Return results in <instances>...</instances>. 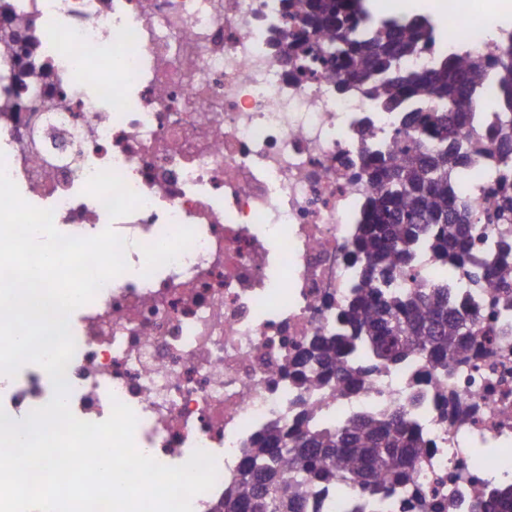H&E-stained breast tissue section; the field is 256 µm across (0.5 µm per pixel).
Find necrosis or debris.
<instances>
[{
	"label": "necrosis or debris",
	"mask_w": 512,
	"mask_h": 512,
	"mask_svg": "<svg viewBox=\"0 0 512 512\" xmlns=\"http://www.w3.org/2000/svg\"><path fill=\"white\" fill-rule=\"evenodd\" d=\"M289 27L282 0H0L11 34L0 39V163L62 234L110 227L127 243L126 271L70 317V408L101 422L113 401L128 405L138 450L165 465L214 455L217 482L195 512L308 394L285 373L313 336L334 334L357 279L347 251L369 194L367 148L428 145L366 91L337 94L336 74H300L270 46ZM494 41L485 0H448L433 47L402 66L433 68L459 46L482 57ZM499 88L486 69L469 121L482 150L455 174L482 214L499 179L483 106ZM477 273L449 269L448 284L458 311L494 333L443 387L425 359L375 367L356 353L347 366L363 383L317 394V427L419 395L425 453L392 512H417L421 495L468 512L512 465V287H474ZM52 396L38 365L0 375L14 420Z\"/></svg>",
	"instance_id": "obj_1"
}]
</instances>
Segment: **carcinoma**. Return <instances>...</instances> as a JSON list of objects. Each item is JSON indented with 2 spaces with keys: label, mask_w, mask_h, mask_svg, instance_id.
<instances>
[{
  "label": "carcinoma",
  "mask_w": 512,
  "mask_h": 512,
  "mask_svg": "<svg viewBox=\"0 0 512 512\" xmlns=\"http://www.w3.org/2000/svg\"><path fill=\"white\" fill-rule=\"evenodd\" d=\"M291 16V44L313 66L340 75L336 91L365 87L386 112H400L406 100L424 98L425 112H410L403 124L419 122L429 134L428 152L370 151L365 173L370 195L359 234L348 258L360 272L351 296L337 315L332 336L312 337L288 364L286 375L309 388L345 382L346 356L371 353L375 364L429 355L436 381L443 383L451 361L477 335L475 322L454 311L448 281L435 288L403 294L393 287V273L408 270L419 244H426L443 270L464 267L473 258L470 244L479 232L480 216L454 196V175L470 155L461 147L463 112L468 90L480 84L485 65L502 76L497 101L498 123L512 128V34L497 41L486 60L453 51L431 71L403 72L401 58L429 48L435 26L420 15L386 17L367 0H285ZM321 42L312 44L310 35ZM494 154L500 165V190L489 219L512 232V135L501 137ZM417 397L379 416H367L330 429L310 430L312 409L296 421L258 439L244 462L241 479L224 490L216 512H300L309 484L344 482L361 493L352 512H390L389 497L407 484L424 452L414 436L410 407ZM512 500V488L495 490L472 512H499Z\"/></svg>",
  "instance_id": "cac0c4a2"
}]
</instances>
